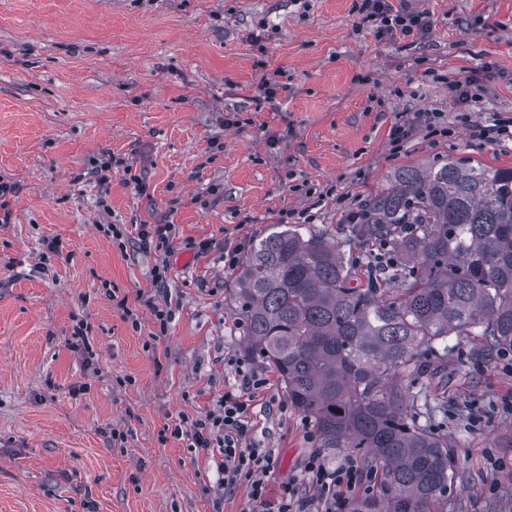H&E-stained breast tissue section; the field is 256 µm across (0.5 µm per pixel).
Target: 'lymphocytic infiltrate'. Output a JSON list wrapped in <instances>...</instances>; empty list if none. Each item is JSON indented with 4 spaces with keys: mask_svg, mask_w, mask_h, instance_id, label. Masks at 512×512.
<instances>
[{
    "mask_svg": "<svg viewBox=\"0 0 512 512\" xmlns=\"http://www.w3.org/2000/svg\"><path fill=\"white\" fill-rule=\"evenodd\" d=\"M359 9L366 19L373 21L377 35L399 34L409 37L429 27L427 13L395 6L392 0H361ZM240 383L225 391L218 409L204 417L192 420L189 426H175V434H186L192 447L218 453L217 482L225 493L231 494L241 484H248L249 495L257 512H336V491L351 483L355 463L327 465L320 455L308 458L304 479L315 491L314 496L300 495L293 485H281L278 494H271L269 477L273 470L274 451L252 444L251 436L257 426L256 405L266 411L286 412V403L273 399L262 400L269 379L262 372L237 362Z\"/></svg>",
    "mask_w": 512,
    "mask_h": 512,
    "instance_id": "1",
    "label": "lymphocytic infiltrate"
}]
</instances>
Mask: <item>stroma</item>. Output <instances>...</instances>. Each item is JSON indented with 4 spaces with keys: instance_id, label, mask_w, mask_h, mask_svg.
<instances>
[{
    "instance_id": "35a3bbf8",
    "label": "stroma",
    "mask_w": 512,
    "mask_h": 512,
    "mask_svg": "<svg viewBox=\"0 0 512 512\" xmlns=\"http://www.w3.org/2000/svg\"><path fill=\"white\" fill-rule=\"evenodd\" d=\"M356 2L0 0V184L14 190L0 210V512H213L218 499L252 512L247 486L223 496L212 456L168 430L215 408L239 383L227 358L248 357L225 237L254 241L306 210L360 263L349 217L394 170L512 167V142L473 134L512 114V0H426L415 37L378 36ZM448 73L476 79L479 100L449 99ZM420 112L450 136L419 129L392 152L391 128ZM103 224L177 236L164 255L122 251ZM164 261L172 321L158 337L143 301ZM78 319L92 370L70 348ZM424 364L405 385L424 389L455 472L431 512H512V351L452 336ZM257 421L271 490L302 485L312 450L331 464L354 454L320 448L295 410Z\"/></svg>"
}]
</instances>
